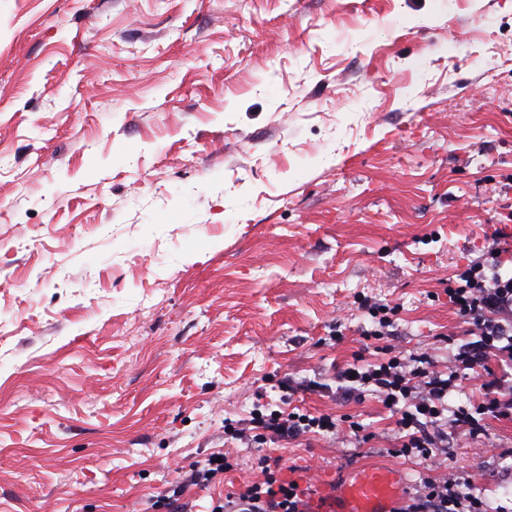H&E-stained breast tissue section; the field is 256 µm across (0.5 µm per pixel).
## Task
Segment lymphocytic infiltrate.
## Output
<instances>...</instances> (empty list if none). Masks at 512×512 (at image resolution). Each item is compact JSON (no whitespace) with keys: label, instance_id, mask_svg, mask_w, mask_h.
I'll return each mask as SVG.
<instances>
[{"label":"lymphocytic infiltrate","instance_id":"1","mask_svg":"<svg viewBox=\"0 0 512 512\" xmlns=\"http://www.w3.org/2000/svg\"><path fill=\"white\" fill-rule=\"evenodd\" d=\"M503 251L489 248L482 259L462 270L448 286V298L460 324L468 326L472 342L463 344L446 370H439L428 353L405 355L384 346L381 358L341 371L347 399L377 396L392 411L397 431L396 453L420 461L442 454L449 431L478 435L484 420L512 419V392L502 391L496 379L483 383V399L474 409H450L448 394L465 371H488L491 360L512 361V272H504ZM346 428L362 443L372 440L355 416L336 420L325 413L282 409L253 411L248 424L233 427L241 441L288 439L306 434L335 433ZM263 481L246 486L236 498L217 502L211 512H302L303 489L296 481L279 480L263 467ZM397 512H489L485 500L454 479H427Z\"/></svg>","mask_w":512,"mask_h":512}]
</instances>
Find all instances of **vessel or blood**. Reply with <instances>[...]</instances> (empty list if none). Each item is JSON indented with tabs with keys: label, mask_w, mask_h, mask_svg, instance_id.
<instances>
[{
	"label": "vessel or blood",
	"mask_w": 512,
	"mask_h": 512,
	"mask_svg": "<svg viewBox=\"0 0 512 512\" xmlns=\"http://www.w3.org/2000/svg\"><path fill=\"white\" fill-rule=\"evenodd\" d=\"M404 483L402 470H371L345 484L314 483L305 512H393Z\"/></svg>",
	"instance_id": "1"
}]
</instances>
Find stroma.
Segmentation results:
<instances>
[{
  "label": "stroma",
  "instance_id": "stroma-1",
  "mask_svg": "<svg viewBox=\"0 0 512 512\" xmlns=\"http://www.w3.org/2000/svg\"><path fill=\"white\" fill-rule=\"evenodd\" d=\"M494 245L512 0H0V512H209L262 456L504 505L512 420L422 463L336 395L377 354L364 300L405 354L469 342L448 280ZM263 395L376 437L248 447L225 427ZM364 307L377 324L374 329L366 330L365 335L377 341L384 340L387 336H392L388 328L394 325L393 316L397 312L396 307L376 302H365ZM221 457V462H217V458ZM228 468V461L224 453L213 454L203 468L198 467L192 478V485H205L212 482L213 479Z\"/></svg>",
  "mask_w": 512,
  "mask_h": 512
}]
</instances>
